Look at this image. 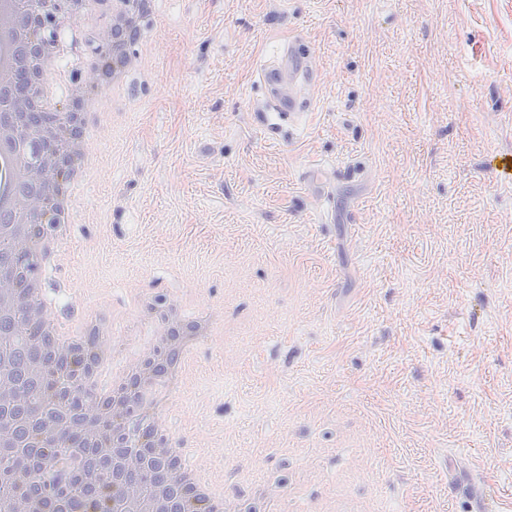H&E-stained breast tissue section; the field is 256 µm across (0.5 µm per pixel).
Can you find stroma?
<instances>
[{
	"mask_svg": "<svg viewBox=\"0 0 512 512\" xmlns=\"http://www.w3.org/2000/svg\"><path fill=\"white\" fill-rule=\"evenodd\" d=\"M49 272L128 368L170 312L224 327L165 418L246 512L512 507V0H155ZM108 23L59 32L58 100ZM303 37L310 115L260 72ZM299 74L309 79L305 64V49L296 42L289 43L283 55H280L277 64L264 69L261 74L260 81L268 92L267 106L273 112L260 113L267 132L272 136L279 135L282 131V125L277 121H284L288 117L289 119L300 118L306 114V112L300 111H308V105L298 108L291 98L287 100L275 92L287 77H294ZM452 486L457 495L467 499L472 506H475L471 512L499 511L496 500L487 494V488L484 486L462 476H457L452 482Z\"/></svg>",
	"mask_w": 512,
	"mask_h": 512,
	"instance_id": "35a3bbf8",
	"label": "stroma"
}]
</instances>
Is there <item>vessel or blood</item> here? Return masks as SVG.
<instances>
[{
	"mask_svg": "<svg viewBox=\"0 0 512 512\" xmlns=\"http://www.w3.org/2000/svg\"><path fill=\"white\" fill-rule=\"evenodd\" d=\"M305 50L301 44L289 43L277 64L263 70L261 81L268 91V110L262 118L269 134L279 135L282 131L281 122L288 118L300 117L301 112L295 102L280 97L276 89L289 77L305 74ZM452 486L457 495L467 499L473 505V512H495L496 500L488 495L484 486L471 482L464 477H456Z\"/></svg>",
	"mask_w": 512,
	"mask_h": 512,
	"instance_id": "b4317fda",
	"label": "vessel or blood"
}]
</instances>
